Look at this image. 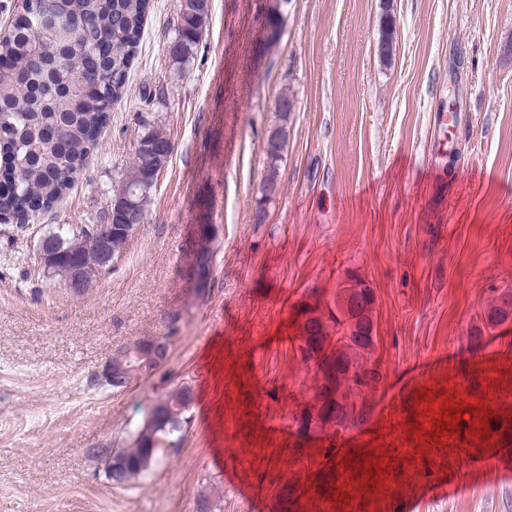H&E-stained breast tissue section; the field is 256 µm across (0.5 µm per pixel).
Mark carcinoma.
I'll list each match as a JSON object with an SVG mask.
<instances>
[{
	"mask_svg": "<svg viewBox=\"0 0 512 512\" xmlns=\"http://www.w3.org/2000/svg\"><path fill=\"white\" fill-rule=\"evenodd\" d=\"M150 0H57L55 7L70 29L47 34L27 12L15 19L10 32L0 37V212L28 216L48 211L74 185L84 169L97 137L110 119L112 105L125 87L131 57L144 29ZM210 0H182L169 43L171 66L182 71L195 58L203 31L209 24ZM294 99L282 94L276 102L278 123L267 132L263 152L265 175L256 200L255 224L266 218L265 205L281 188V164L288 146L287 123ZM131 165L125 178L149 186L155 170L168 163L171 134L161 123L143 118ZM113 219L110 245L121 257L132 234ZM102 224L61 225L50 233L62 250L51 276L61 281L69 274L72 258L66 248L73 236L84 234L87 250L98 248ZM336 291V311L314 316L319 307L305 305V356H321L324 384L318 387L320 407L304 409L302 430L334 424L344 429L361 424L372 410L371 390L376 370L367 365L373 347L371 311L374 297L362 281ZM512 315V290L492 304L488 325ZM167 335L142 336L112 352L144 365L151 377L169 349ZM193 420V386L171 375L159 379V391L142 421L127 430L128 440L91 449L100 459L111 448L122 449L123 460L112 480L124 484L145 475L168 448L185 442Z\"/></svg>",
	"mask_w": 512,
	"mask_h": 512,
	"instance_id": "cac0c4a2",
	"label": "carcinoma"
}]
</instances>
